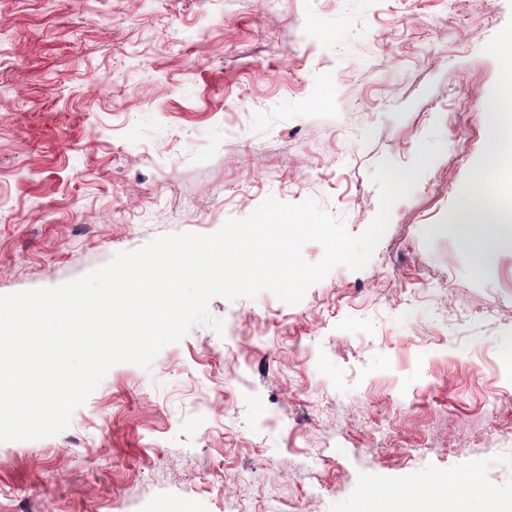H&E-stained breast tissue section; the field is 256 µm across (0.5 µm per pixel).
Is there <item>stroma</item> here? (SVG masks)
<instances>
[{
	"instance_id": "1",
	"label": "stroma",
	"mask_w": 512,
	"mask_h": 512,
	"mask_svg": "<svg viewBox=\"0 0 512 512\" xmlns=\"http://www.w3.org/2000/svg\"><path fill=\"white\" fill-rule=\"evenodd\" d=\"M512 0H0V294L267 198L362 233L370 179L442 151L369 264L227 300L0 443V512H371L447 481L512 502Z\"/></svg>"
}]
</instances>
